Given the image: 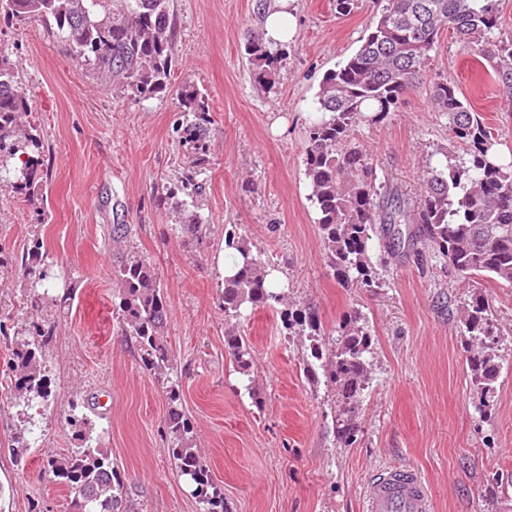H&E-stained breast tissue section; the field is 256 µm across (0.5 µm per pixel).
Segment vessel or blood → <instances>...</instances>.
<instances>
[{"mask_svg": "<svg viewBox=\"0 0 512 512\" xmlns=\"http://www.w3.org/2000/svg\"><path fill=\"white\" fill-rule=\"evenodd\" d=\"M365 500V512H430L428 488L411 468L379 469Z\"/></svg>", "mask_w": 512, "mask_h": 512, "instance_id": "obj_1", "label": "vessel or blood"}]
</instances>
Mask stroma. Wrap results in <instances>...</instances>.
<instances>
[{"mask_svg":"<svg viewBox=\"0 0 512 512\" xmlns=\"http://www.w3.org/2000/svg\"><path fill=\"white\" fill-rule=\"evenodd\" d=\"M383 3L358 0L341 16L333 0H291L296 35L280 47L274 84L262 85L244 36L261 34L274 0H173L172 90L140 101L79 66L43 23L0 21V55L19 69L48 168L34 202L18 203L0 185V311L11 316L0 335V512H72L42 460L75 447L64 422L74 402L85 405L93 438L124 477L128 512H202L172 461L166 393L112 311L117 218L158 271L183 410L229 512H363L373 474L392 464L422 474L432 512H512V288L481 283L501 365L494 405L483 410L460 336L470 288L431 247L393 252L379 239L369 243L376 287H341L310 199L304 157L319 84L358 48ZM446 78L512 157V110L470 49L443 33L426 83L385 120L355 129L379 180L400 197H416L429 167L465 156L430 93L431 82ZM187 83L207 96L212 115L205 190L185 206L207 225L199 244L177 232V214L158 202L185 162L176 126L187 119L177 94ZM229 224L287 282L289 307L314 310L327 334L346 316L364 319L372 376L352 447L336 441L335 391L303 373L308 341L284 336L268 308L225 316ZM37 238L74 286L64 313L26 301L18 270ZM43 317L57 322L43 350L50 397L27 409L15 398L9 350L17 331ZM231 327L251 347L245 375L224 349ZM28 415L30 434L22 431Z\"/></svg>","mask_w":512,"mask_h":512,"instance_id":"stroma-1","label":"stroma"}]
</instances>
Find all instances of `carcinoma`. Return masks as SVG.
Instances as JSON below:
<instances>
[{
	"mask_svg": "<svg viewBox=\"0 0 512 512\" xmlns=\"http://www.w3.org/2000/svg\"><path fill=\"white\" fill-rule=\"evenodd\" d=\"M501 0H385L373 30L360 48L335 69L328 70L317 95V117L309 127L305 174L311 198L320 213L318 226L330 252L331 268L345 288L374 286L368 258L371 233L377 231L394 250V225L410 224L408 245L425 242L448 260L466 283L477 276L512 287V163L499 155V140L483 123L451 80L432 86L433 99L446 114L448 130L466 145L467 158L455 165L433 167L423 177L420 198L411 205L377 184L372 155L354 136L359 121L376 122L394 111L400 97L423 82L441 33L452 30L478 58L485 60L489 77L508 92L512 108V30H504ZM0 18L42 21L65 41L73 60L115 85L135 100L167 90L175 67L171 0H0ZM245 53L260 84L274 82L281 52L262 38L252 37ZM184 111L193 120L177 128L190 153L177 185L166 189L164 200L179 193L201 194L199 176L209 163L208 99L188 86L181 90ZM30 112L26 94L10 61L0 55V173L17 198L30 201L42 190L43 146L25 117ZM179 228L202 243L207 225L197 215ZM35 239L21 257L20 272L27 282L31 306L66 302L67 295L50 293L57 279L55 267ZM224 247L236 252L235 273L224 277V314L238 316L250 307L282 303L284 293L272 287L268 267L251 253L237 226L226 229ZM114 296L121 335L134 339L143 367L161 381L173 369L165 339L167 304L155 266L128 253L114 268ZM282 328L289 336L309 341L311 359L304 370L314 381L324 378L338 399L335 415L337 441L348 448L357 441L354 409L371 380L372 340L360 317L342 321L337 336L326 341L313 312L285 308ZM466 364L481 385L480 407L494 397L500 365L491 343L496 336L492 306L481 294H472L460 319ZM56 321H34L26 338L15 343L9 369L15 391L26 406L48 398L42 353L56 335ZM227 349L247 374L250 350L234 332L224 336ZM166 425L170 448L180 475L194 486L192 494L204 512H224V493L209 468L192 448L193 426L179 407V389L167 390ZM80 442L76 450L48 457L43 469L63 484L71 504L81 512H127L125 483L119 469L93 443L92 420L73 405L65 418Z\"/></svg>",
	"mask_w": 512,
	"mask_h": 512,
	"instance_id": "obj_1",
	"label": "carcinoma"
}]
</instances>
